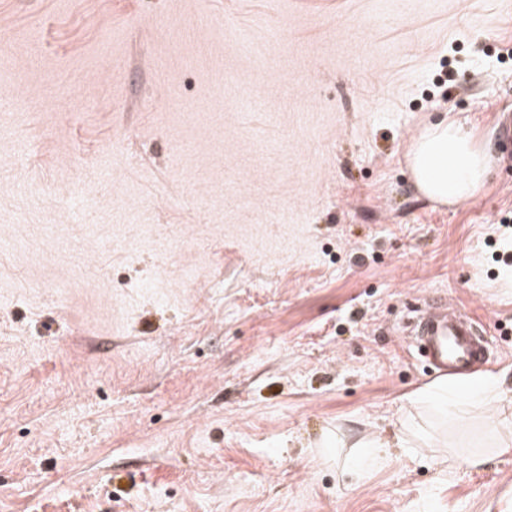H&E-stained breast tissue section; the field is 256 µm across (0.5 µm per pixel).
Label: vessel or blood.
<instances>
[{
    "mask_svg": "<svg viewBox=\"0 0 512 512\" xmlns=\"http://www.w3.org/2000/svg\"><path fill=\"white\" fill-rule=\"evenodd\" d=\"M441 374H458L487 365L490 356L477 325L467 314L436 303L412 329Z\"/></svg>",
    "mask_w": 512,
    "mask_h": 512,
    "instance_id": "1",
    "label": "vessel or blood"
}]
</instances>
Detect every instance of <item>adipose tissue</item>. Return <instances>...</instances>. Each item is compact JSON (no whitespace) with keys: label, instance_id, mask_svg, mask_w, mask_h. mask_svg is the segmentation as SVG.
<instances>
[{"label":"adipose tissue","instance_id":"1","mask_svg":"<svg viewBox=\"0 0 512 512\" xmlns=\"http://www.w3.org/2000/svg\"><path fill=\"white\" fill-rule=\"evenodd\" d=\"M409 168L419 191L432 200L453 205L475 196L490 170L487 148L457 120L444 117L427 125L414 138L408 153ZM474 403L491 407L504 397L495 381L469 379L464 387ZM440 383L426 394V403L444 411L454 410L453 399L461 389Z\"/></svg>","mask_w":512,"mask_h":512}]
</instances>
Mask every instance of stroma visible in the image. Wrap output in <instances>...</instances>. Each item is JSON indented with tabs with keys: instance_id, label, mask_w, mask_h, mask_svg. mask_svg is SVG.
Segmentation results:
<instances>
[{
	"instance_id": "stroma-1",
	"label": "stroma",
	"mask_w": 512,
	"mask_h": 512,
	"mask_svg": "<svg viewBox=\"0 0 512 512\" xmlns=\"http://www.w3.org/2000/svg\"><path fill=\"white\" fill-rule=\"evenodd\" d=\"M1 93L0 512H512L409 335L466 307L512 395V0H0ZM448 160L452 162L449 172ZM408 162L419 191L448 205L475 196L490 170L488 149L448 115L427 125L413 139Z\"/></svg>"
}]
</instances>
